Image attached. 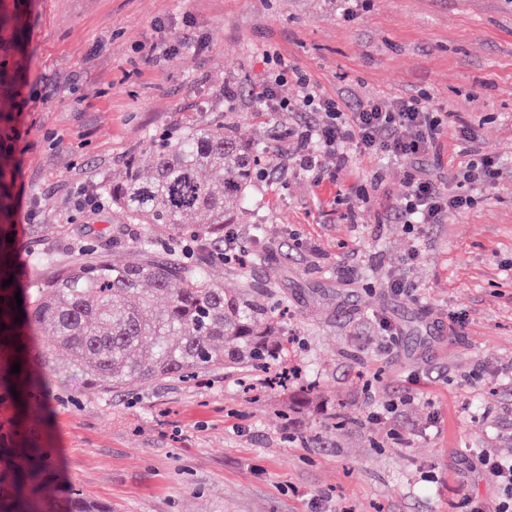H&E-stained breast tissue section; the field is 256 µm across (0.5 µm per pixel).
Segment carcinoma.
Masks as SVG:
<instances>
[{"label":"carcinoma","instance_id":"cac0c4a2","mask_svg":"<svg viewBox=\"0 0 512 512\" xmlns=\"http://www.w3.org/2000/svg\"><path fill=\"white\" fill-rule=\"evenodd\" d=\"M24 49L16 19L0 4V46ZM257 155L236 132L222 125L187 131L164 143L152 163L132 156L124 176L104 188L117 216L148 224L140 238L142 259L118 264L100 251L70 256L59 265L35 251L30 264L40 278L25 287L14 273L0 224V380L23 398L44 383V370L82 372L87 383L107 393L133 381L194 377L226 362L260 368L274 351L270 311L257 303L256 283L226 291L202 267L189 266L162 250L161 236L178 233L196 242L224 236V224L246 202ZM11 163L0 155V215L9 212ZM21 293L17 306L15 292ZM21 321H15L19 313ZM20 372L11 373L14 363ZM24 463L0 469V512H43L36 495L42 462L33 448H13ZM62 512H107L73 490Z\"/></svg>","mask_w":512,"mask_h":512}]
</instances>
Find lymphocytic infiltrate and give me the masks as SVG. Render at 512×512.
Returning <instances> with one entry per match:
<instances>
[{"label":"lymphocytic infiltrate","instance_id":"f902f5d3","mask_svg":"<svg viewBox=\"0 0 512 512\" xmlns=\"http://www.w3.org/2000/svg\"><path fill=\"white\" fill-rule=\"evenodd\" d=\"M272 68L249 92L253 104L265 112H308L313 122L291 127L281 136L276 155L288 156L304 171L320 177L327 168L340 171L354 156L404 162L410 170L405 191L385 213L389 224H443L449 216L478 204L484 191L505 178L512 167L499 156L483 153L475 128L452 125L448 113L434 109L428 95L389 101L377 98H335L327 95L308 74L274 53ZM294 85V96L283 87ZM455 134L462 159L447 178H439L433 163L441 162L444 138ZM471 467L495 478L504 498L497 505L474 502L471 512H512V462L485 451L472 458Z\"/></svg>","mask_w":512,"mask_h":512}]
</instances>
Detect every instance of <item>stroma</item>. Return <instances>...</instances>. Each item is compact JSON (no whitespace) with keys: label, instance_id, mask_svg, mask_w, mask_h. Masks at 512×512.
I'll return each instance as SVG.
<instances>
[{"label":"stroma","instance_id":"1","mask_svg":"<svg viewBox=\"0 0 512 512\" xmlns=\"http://www.w3.org/2000/svg\"><path fill=\"white\" fill-rule=\"evenodd\" d=\"M26 33L22 96L0 97L12 118L0 153L21 165L9 221L21 245L18 280L36 270L32 249L61 259L87 243L132 262L143 224L112 218V203L79 205L76 189L123 177L130 155L150 162L166 139L234 126L263 147L309 113L270 115L248 98L230 105L224 84L262 79L274 48L329 95L427 94L475 127L487 153L512 158V0H13ZM180 50L163 65L150 43ZM406 164L354 157L315 184L281 158L273 181L254 178L233 227L265 264L240 267L198 247L228 288L259 283V298L288 313L272 338L297 383L243 391L247 364L197 381L173 376L101 393L78 372L20 416L0 385V468L8 448H38L45 512L66 489L108 512H469L496 503L492 477L463 459L512 457V181L447 223L384 225ZM370 186L360 198V186ZM357 211L363 223L349 220ZM264 225L257 239L255 225ZM419 256L404 257L410 245ZM406 275L417 300L394 295ZM464 322L449 332L448 318ZM399 330L384 336L380 319ZM399 402L383 424L368 414ZM353 415L339 426L331 413ZM397 430L399 439L387 438Z\"/></svg>","mask_w":512,"mask_h":512}]
</instances>
